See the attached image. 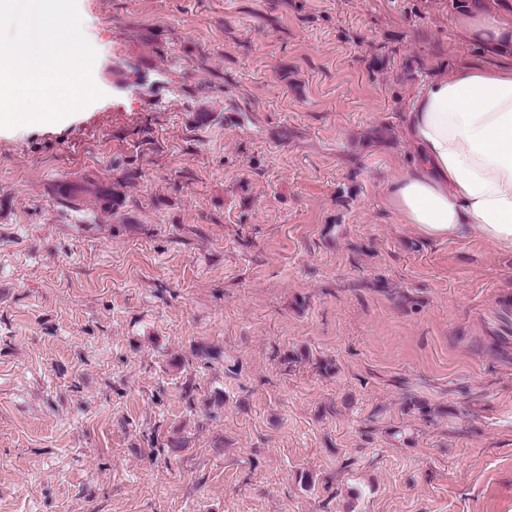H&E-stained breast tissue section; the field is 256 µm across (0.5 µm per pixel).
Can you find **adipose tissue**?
I'll list each match as a JSON object with an SVG mask.
<instances>
[{"label":"adipose tissue","mask_w":512,"mask_h":512,"mask_svg":"<svg viewBox=\"0 0 512 512\" xmlns=\"http://www.w3.org/2000/svg\"><path fill=\"white\" fill-rule=\"evenodd\" d=\"M458 27L512 46V17L488 12ZM403 133L413 162L387 191L400 219L428 237L475 232L512 252V65L441 70L413 96Z\"/></svg>","instance_id":"adipose-tissue-1"}]
</instances>
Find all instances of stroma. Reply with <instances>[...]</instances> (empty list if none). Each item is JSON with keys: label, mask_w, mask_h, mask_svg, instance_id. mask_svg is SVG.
Here are the masks:
<instances>
[{"label": "stroma", "mask_w": 512, "mask_h": 512, "mask_svg": "<svg viewBox=\"0 0 512 512\" xmlns=\"http://www.w3.org/2000/svg\"><path fill=\"white\" fill-rule=\"evenodd\" d=\"M100 100L0 129V512H512V253L386 187L512 0H77ZM459 29L468 37L478 41L494 43V47L502 52L505 46L511 45L512 52V16H502L498 13L466 17L458 24Z\"/></svg>", "instance_id": "stroma-1"}]
</instances>
